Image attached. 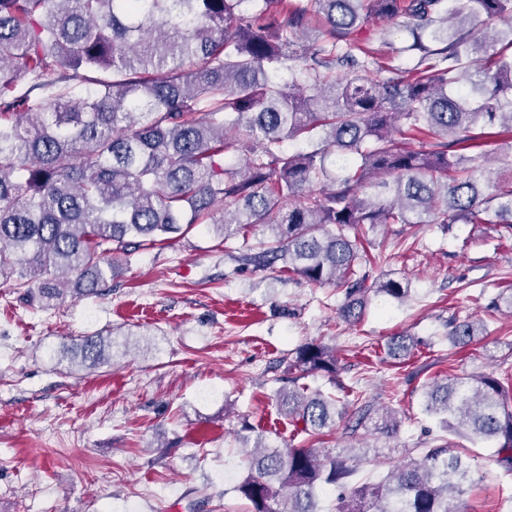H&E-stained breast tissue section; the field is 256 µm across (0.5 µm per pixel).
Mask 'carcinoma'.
<instances>
[{"mask_svg": "<svg viewBox=\"0 0 512 512\" xmlns=\"http://www.w3.org/2000/svg\"><path fill=\"white\" fill-rule=\"evenodd\" d=\"M377 18L410 34L396 53L413 57L412 77L370 59L359 31ZM497 20L504 39L488 36ZM310 28L323 37L292 49ZM495 136L512 145V0H0V279L56 309L98 293L137 252L205 226L242 238V266L279 262L334 286L341 318L356 322L370 295L410 293L363 269L364 226L512 228V173L468 154ZM253 226L265 232L257 251ZM483 332L456 320L448 343ZM418 345L395 336L388 355ZM72 349L85 365L105 360L99 335ZM293 367L336 381L322 344L299 346ZM276 401L311 436L344 414L306 384ZM421 411L492 445L512 471V382L449 376L424 389ZM398 427L393 410L373 423L389 437ZM438 440L358 482L362 448H282L259 435L235 491L248 512H324L330 489L334 512H463L473 464Z\"/></svg>", "mask_w": 512, "mask_h": 512, "instance_id": "1", "label": "carcinoma"}]
</instances>
